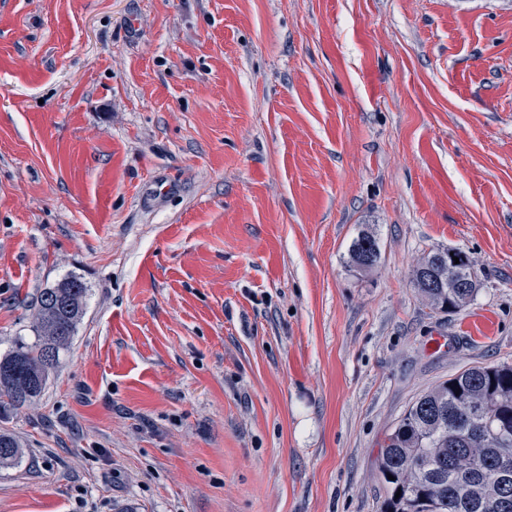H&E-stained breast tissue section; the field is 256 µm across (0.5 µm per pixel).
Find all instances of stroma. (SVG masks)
I'll return each instance as SVG.
<instances>
[{"label":"stroma","mask_w":512,"mask_h":512,"mask_svg":"<svg viewBox=\"0 0 512 512\" xmlns=\"http://www.w3.org/2000/svg\"><path fill=\"white\" fill-rule=\"evenodd\" d=\"M70 276L0 512H378L384 433L512 363V0H0V355ZM350 252L353 262L360 268H363L360 263L361 258L366 256L367 253L373 254L374 259L371 267H374L380 255L377 237L374 232L362 230L352 243ZM450 252H453L454 256L459 258V264L452 265ZM429 268L437 272L435 277H431ZM472 274L473 265L464 253L438 250L429 253L422 259L413 271V281L421 294L435 308L461 309L472 300L476 288H459V282ZM424 284H427L429 288H424Z\"/></svg>","instance_id":"1"}]
</instances>
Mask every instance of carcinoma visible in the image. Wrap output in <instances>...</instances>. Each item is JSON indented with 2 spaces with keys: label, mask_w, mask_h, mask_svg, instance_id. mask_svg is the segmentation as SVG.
<instances>
[{
  "label": "carcinoma",
  "mask_w": 512,
  "mask_h": 512,
  "mask_svg": "<svg viewBox=\"0 0 512 512\" xmlns=\"http://www.w3.org/2000/svg\"><path fill=\"white\" fill-rule=\"evenodd\" d=\"M377 264L374 232L351 245L355 264L367 254ZM449 251L426 255L413 281L432 306L460 309L475 289L459 282L473 274L468 257ZM87 288L69 277L40 292L34 340L19 338L0 357V418L38 400L60 352L73 342ZM21 443L0 432V464L19 459ZM512 365H472L422 393L393 426L377 456L384 497L379 512H512ZM393 479H388V476Z\"/></svg>",
  "instance_id": "carcinoma-1"
}]
</instances>
